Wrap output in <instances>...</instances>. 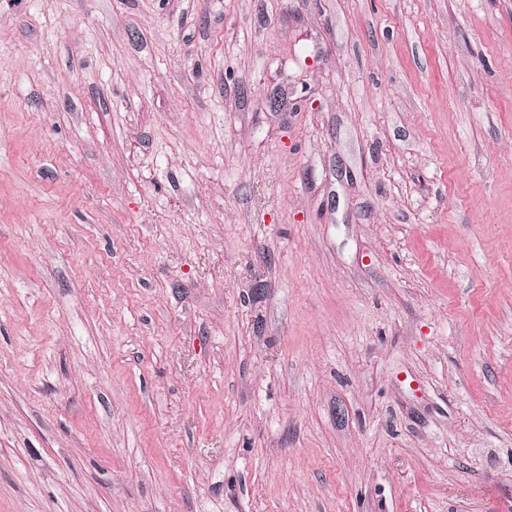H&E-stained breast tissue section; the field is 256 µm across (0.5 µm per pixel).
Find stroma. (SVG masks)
I'll return each mask as SVG.
<instances>
[{
    "mask_svg": "<svg viewBox=\"0 0 512 512\" xmlns=\"http://www.w3.org/2000/svg\"><path fill=\"white\" fill-rule=\"evenodd\" d=\"M0 512H512V0H0Z\"/></svg>",
    "mask_w": 512,
    "mask_h": 512,
    "instance_id": "obj_1",
    "label": "stroma"
}]
</instances>
